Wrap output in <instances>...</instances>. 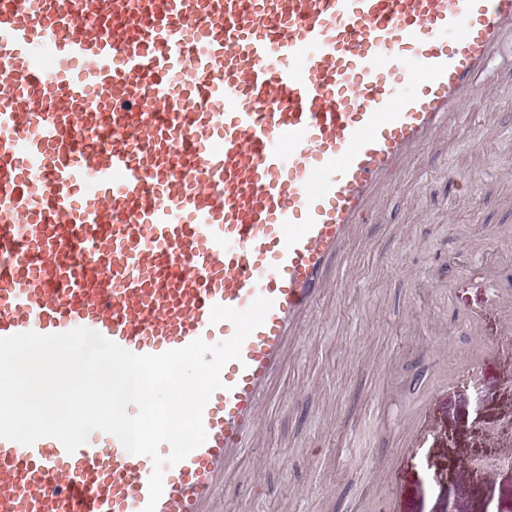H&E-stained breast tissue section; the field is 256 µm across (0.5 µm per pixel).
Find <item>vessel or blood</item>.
<instances>
[{"label": "vessel or blood", "instance_id": "1", "mask_svg": "<svg viewBox=\"0 0 512 512\" xmlns=\"http://www.w3.org/2000/svg\"><path fill=\"white\" fill-rule=\"evenodd\" d=\"M509 41L512 0H0V338L159 354L271 299L164 468L156 512H223L348 246ZM152 470L0 439V512H142Z\"/></svg>", "mask_w": 512, "mask_h": 512}]
</instances>
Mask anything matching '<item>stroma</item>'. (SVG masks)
Masks as SVG:
<instances>
[{
  "label": "stroma",
  "instance_id": "stroma-1",
  "mask_svg": "<svg viewBox=\"0 0 512 512\" xmlns=\"http://www.w3.org/2000/svg\"><path fill=\"white\" fill-rule=\"evenodd\" d=\"M482 83L496 96L412 161L385 200L393 222L367 226L346 280L306 324L272 393L281 409L256 493L227 496L224 512H379L393 490L403 512H512V437L499 432L512 421V360L483 357L477 392L453 391L438 351L502 332L485 270L512 269V204L497 179L512 165V77L496 66ZM426 400L436 444L400 458L402 425ZM486 468L491 498L476 476Z\"/></svg>",
  "mask_w": 512,
  "mask_h": 512
}]
</instances>
